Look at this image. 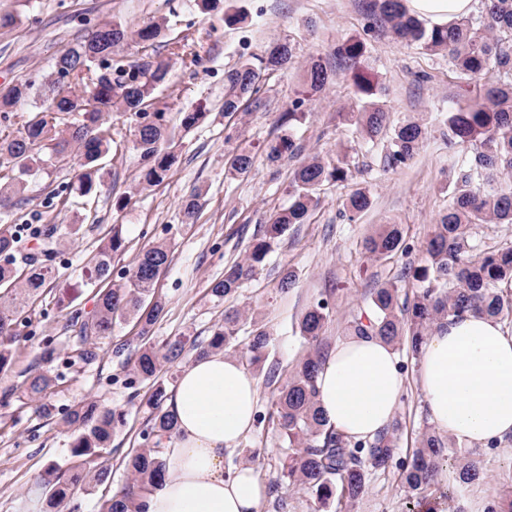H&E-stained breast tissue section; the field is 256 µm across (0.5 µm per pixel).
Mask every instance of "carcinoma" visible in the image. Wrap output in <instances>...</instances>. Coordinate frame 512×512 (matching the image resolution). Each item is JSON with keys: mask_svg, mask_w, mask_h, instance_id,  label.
<instances>
[{"mask_svg": "<svg viewBox=\"0 0 512 512\" xmlns=\"http://www.w3.org/2000/svg\"><path fill=\"white\" fill-rule=\"evenodd\" d=\"M360 8L367 21L366 31L389 33L427 53H445L448 65L463 80L474 82L488 74L495 77L477 88L467 104L448 112V143L468 144L472 151L456 172L448 209L438 217L425 242V264L413 270L412 296L402 298L396 284L384 283L368 298L372 316L362 312L350 321L349 335L378 336L398 347L406 342L408 351L416 357L428 336L450 316L488 315L512 326V245L470 257L478 249V226L512 224V183L506 182L512 176V0H478L477 14L431 26L410 13L403 0H361ZM163 28L164 23L159 21L137 28L116 22L105 24L64 49L41 83L21 82L0 89L3 113L27 101L43 102L42 108L28 112L18 134L0 137V159L6 161L8 169L0 174L1 208L10 207L12 199L24 193L34 168L63 162L74 152L81 169L80 194L89 196L96 191L102 178V159L112 147L111 126L104 115L128 112L141 117V110L153 108L154 91L168 81L171 72L168 58L116 59L114 55L129 43L144 49L152 46ZM366 52V42L360 37L344 38L336 46V60L361 98L372 96L374 91L371 72L365 66ZM296 56V42L288 39L269 46L258 62L245 61L228 71L224 115L239 114L244 103L259 94L264 77L287 68ZM77 76L90 81L89 94L73 90L71 79ZM335 76L321 57L310 56L305 69L307 94L322 92ZM304 102L303 98L295 101L281 114V126L291 131L306 120V112L301 109ZM345 118L353 122L367 143L389 136L383 160L387 171L412 161L425 139L423 127L410 118L389 128L388 111L374 102L345 113ZM134 147L144 160L140 183L155 186L164 182L175 162V144L163 110L154 108L148 124L137 122ZM297 150L293 135L285 133L266 145V160L275 164ZM253 164L254 158L245 151L228 161L230 173L238 176L247 174ZM353 168L343 149L327 160L312 157L300 163L293 173L288 207L271 217L263 236L253 240L244 260L225 267L224 277L210 288L213 299L219 303L237 294L266 259L270 241L289 226L306 223L319 205L320 187L353 179ZM201 196L197 191L182 201L185 223H194ZM371 205L369 193L357 188L345 199L344 216L353 221ZM64 243L55 224L30 226L24 234L14 224H0V286L12 293L13 300L27 303L49 283L51 262ZM402 244V225L384 224L365 240L364 250L381 257L400 250ZM124 248L122 230L115 225L87 262V283L97 286L106 281L113 255ZM168 260V246L153 245L139 254L124 285L98 289L95 315L78 327L75 352L79 362L85 366L98 363L100 340L112 335L117 322L130 316L138 328V344L133 348L123 340L115 344V353L127 354L131 378L142 382L154 379L163 365L182 355L184 343L179 338L160 347L150 342V332L165 309L155 288ZM329 318L328 299L310 305L299 323L304 342H318ZM244 320L246 315L239 310L225 312L224 324L213 330L208 341L194 345L196 354L232 351L247 367L258 366L265 357L269 333L253 318L245 347L238 348L240 323ZM14 321L12 309H0V372L12 365ZM324 364L325 358L316 347L284 379L278 368H270L266 374L267 384L274 386L270 409L268 416L257 422L276 425L287 444L278 480L315 493L320 512H352L367 492L369 472L386 470L394 458L403 425L396 417L371 440H354L327 426L316 407V382ZM58 380L59 376L48 369L26 380V395L38 411H45L42 400ZM164 393L158 384L148 398L151 413L142 431L145 447L126 459L127 481L103 502L101 512H145L144 499L161 483L165 472L162 444L174 431L173 417L162 407ZM124 422V412L94 402L80 403L66 416L65 424L77 431L71 449L72 468L85 472V482L106 481L108 471L95 459L106 453L112 433ZM456 453L455 440L434 428L426 429L417 441L411 465L400 474L402 483L411 491L436 485L441 461ZM72 490V477L59 476L46 489V512H66Z\"/></svg>", "mask_w": 512, "mask_h": 512, "instance_id": "carcinoma-1", "label": "carcinoma"}]
</instances>
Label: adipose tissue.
<instances>
[{
	"label": "adipose tissue",
	"instance_id": "1",
	"mask_svg": "<svg viewBox=\"0 0 512 512\" xmlns=\"http://www.w3.org/2000/svg\"><path fill=\"white\" fill-rule=\"evenodd\" d=\"M418 380L431 423L458 440L485 445L512 436V330L468 314L449 319L420 352ZM404 380L391 345L348 336L330 350L317 378L328 426L355 439L388 426ZM258 387L239 359L221 351L184 366L166 408L175 430L163 450L164 480L146 512H259L266 494L251 462L224 472V454L253 425Z\"/></svg>",
	"mask_w": 512,
	"mask_h": 512
}]
</instances>
